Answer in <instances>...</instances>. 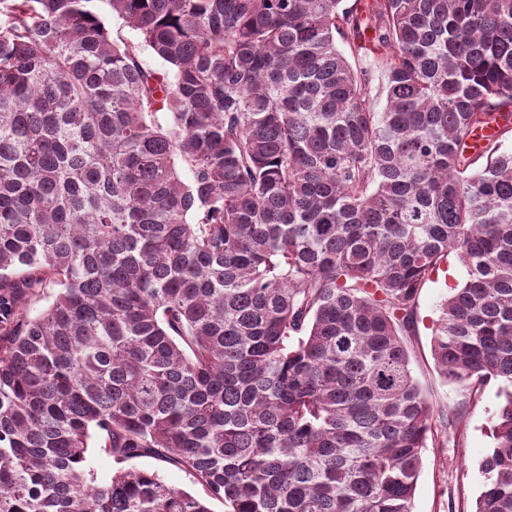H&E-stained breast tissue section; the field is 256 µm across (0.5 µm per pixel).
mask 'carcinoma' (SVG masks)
<instances>
[{"instance_id":"obj_1","label":"carcinoma","mask_w":512,"mask_h":512,"mask_svg":"<svg viewBox=\"0 0 512 512\" xmlns=\"http://www.w3.org/2000/svg\"><path fill=\"white\" fill-rule=\"evenodd\" d=\"M95 2L0 0V512H413L492 380L512 512V0H102L136 44ZM101 14L105 17L108 27L110 29L112 38L115 40H123L127 42H137L138 34L136 31L128 27L123 23L122 20L116 16H112V12L109 10L106 4L98 2ZM448 268L451 275L449 278L444 274ZM466 277V268L451 254L449 262H443L433 279L422 289L417 303L414 328L410 336H407L413 374L430 396L437 425L440 410L448 413V404L460 401L461 396L455 387L442 384L435 371L430 347L433 322L437 320L439 304L448 295L450 288L461 284ZM135 465L141 469L158 471L165 481L172 486L187 490L199 496H204L202 487L195 483L192 476L174 465L152 458L139 459L135 461Z\"/></svg>"}]
</instances>
